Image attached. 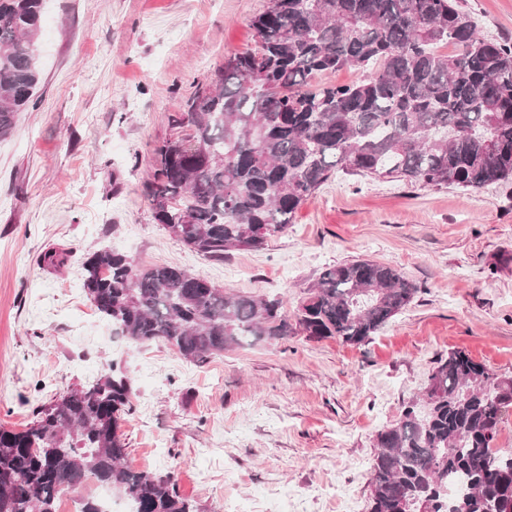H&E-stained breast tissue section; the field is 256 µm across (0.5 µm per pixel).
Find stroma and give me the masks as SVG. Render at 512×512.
I'll return each mask as SVG.
<instances>
[{
  "label": "stroma",
  "instance_id": "1",
  "mask_svg": "<svg viewBox=\"0 0 512 512\" xmlns=\"http://www.w3.org/2000/svg\"><path fill=\"white\" fill-rule=\"evenodd\" d=\"M485 38L512 43V0H458ZM269 0H44L35 105L0 140V425L93 383L132 382L126 465L174 474L200 512H366L379 431L462 350L512 377V182L468 193L336 173L260 250L216 261L157 224L152 149L230 55L257 46ZM69 252L60 270L45 251ZM109 248L175 263L218 288L294 311L322 270L398 268L412 303L364 345L299 334L194 364L114 335L83 287Z\"/></svg>",
  "mask_w": 512,
  "mask_h": 512
}]
</instances>
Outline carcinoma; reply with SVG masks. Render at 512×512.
<instances>
[{"label":"carcinoma","mask_w":512,"mask_h":512,"mask_svg":"<svg viewBox=\"0 0 512 512\" xmlns=\"http://www.w3.org/2000/svg\"><path fill=\"white\" fill-rule=\"evenodd\" d=\"M43 0H0V139L39 84L32 40ZM256 51L229 57L167 117L144 184L154 219L189 249L224 260L285 233L336 169L477 192L512 179V44L481 36L457 0H270ZM342 69L349 84L314 82ZM83 288L117 333L203 363L303 333L358 345L412 302L393 266L325 268L294 318L279 297L226 292L178 264L141 266L111 249L82 264ZM130 379L114 367L0 426V512H57L91 480L133 512H197L172 474L124 466ZM512 378L463 350L439 358L421 400L376 435L368 512H512V449L497 447ZM464 491L448 497V479Z\"/></svg>","instance_id":"1"}]
</instances>
